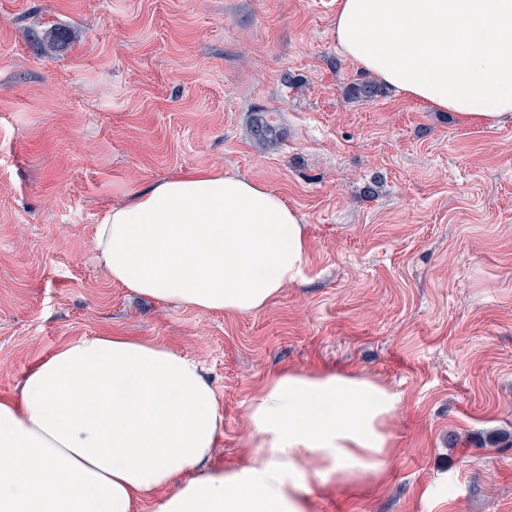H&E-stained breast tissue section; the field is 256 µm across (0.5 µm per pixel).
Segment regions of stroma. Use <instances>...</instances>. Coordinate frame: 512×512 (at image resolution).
I'll use <instances>...</instances> for the list:
<instances>
[{
	"instance_id": "35a3bbf8",
	"label": "stroma",
	"mask_w": 512,
	"mask_h": 512,
	"mask_svg": "<svg viewBox=\"0 0 512 512\" xmlns=\"http://www.w3.org/2000/svg\"><path fill=\"white\" fill-rule=\"evenodd\" d=\"M337 0H0V395L102 334L198 360L248 460V405L285 368L399 400L382 477L312 484L306 512H512V123H458L366 80ZM67 31L68 45L42 49ZM283 134L256 142L257 111ZM278 190L308 226L298 282L250 315L131 295L95 259L105 206L186 169Z\"/></svg>"
}]
</instances>
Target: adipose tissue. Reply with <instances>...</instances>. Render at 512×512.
<instances>
[{
  "mask_svg": "<svg viewBox=\"0 0 512 512\" xmlns=\"http://www.w3.org/2000/svg\"><path fill=\"white\" fill-rule=\"evenodd\" d=\"M344 57L465 125L512 121V0H338ZM102 270L200 312L265 309L303 270L300 213L265 184L189 169L105 210ZM398 399L363 375L284 369L248 405L261 450L212 463L224 431L196 359L134 336L67 341L0 396V512H306L325 474L380 472Z\"/></svg>",
  "mask_w": 512,
  "mask_h": 512,
  "instance_id": "adipose-tissue-1",
  "label": "adipose tissue"
}]
</instances>
